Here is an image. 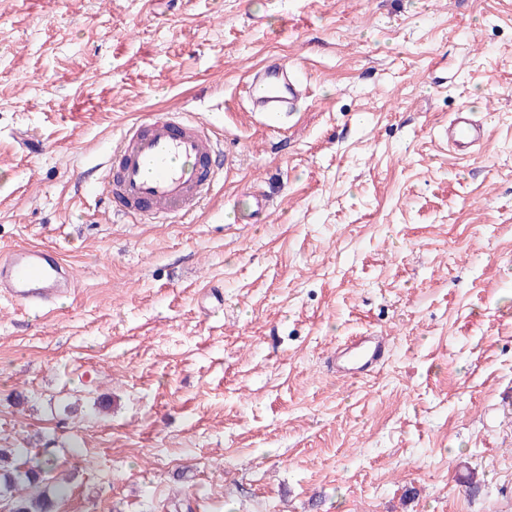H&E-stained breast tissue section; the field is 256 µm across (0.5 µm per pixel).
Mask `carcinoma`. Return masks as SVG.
<instances>
[{"instance_id":"cac0c4a2","label":"carcinoma","mask_w":512,"mask_h":512,"mask_svg":"<svg viewBox=\"0 0 512 512\" xmlns=\"http://www.w3.org/2000/svg\"><path fill=\"white\" fill-rule=\"evenodd\" d=\"M29 453L26 448L0 449V505L9 512H54V502L70 494L64 481L54 486L53 494L40 492L42 475L56 469L54 459L45 457L27 467L18 458Z\"/></svg>"}]
</instances>
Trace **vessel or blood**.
Returning a JSON list of instances; mask_svg holds the SVG:
<instances>
[{
	"instance_id": "vessel-or-blood-1",
	"label": "vessel or blood",
	"mask_w": 512,
	"mask_h": 512,
	"mask_svg": "<svg viewBox=\"0 0 512 512\" xmlns=\"http://www.w3.org/2000/svg\"><path fill=\"white\" fill-rule=\"evenodd\" d=\"M248 84L256 111L278 127L293 116L302 96L298 74L281 64L251 72ZM484 137L482 122L464 107L452 113L443 133L444 142L462 160L477 153ZM219 149L210 128L194 116L158 115L123 131L96 184L122 215L180 218L211 194L219 173ZM73 286L70 268L52 250L18 246L0 254V293L23 309L52 312ZM387 347L384 336L355 337L336 352L339 373L359 378L381 361Z\"/></svg>"
}]
</instances>
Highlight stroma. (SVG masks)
<instances>
[{"label": "stroma", "instance_id": "35a3bbf8", "mask_svg": "<svg viewBox=\"0 0 512 512\" xmlns=\"http://www.w3.org/2000/svg\"><path fill=\"white\" fill-rule=\"evenodd\" d=\"M272 61L307 85L280 129L246 93ZM170 111L221 139L212 195L114 215L89 178ZM28 245L76 288L0 295V448L56 459L58 512H512V0H0V252ZM363 332L391 350L344 379ZM485 137V128L473 112L461 107L448 119L443 140L459 159L472 157L479 150Z\"/></svg>", "mask_w": 512, "mask_h": 512}]
</instances>
